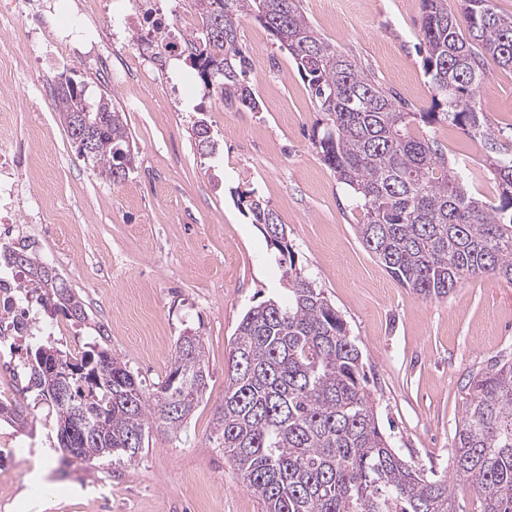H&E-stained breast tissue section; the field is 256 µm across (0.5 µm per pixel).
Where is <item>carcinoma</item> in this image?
<instances>
[{
    "mask_svg": "<svg viewBox=\"0 0 512 512\" xmlns=\"http://www.w3.org/2000/svg\"><path fill=\"white\" fill-rule=\"evenodd\" d=\"M199 32L184 61L224 107L258 108L248 85L249 59L239 41L245 17L259 21L286 50L324 113L322 159L363 214L356 232L365 248L403 286L444 298L460 281L492 276L512 282V135L494 128L476 101L485 62L512 70V14L495 0H423L424 69L432 88L425 124L444 122L480 141L484 170L498 202L467 191L464 172L435 141L409 128V104L389 92L349 54L325 41L301 0H194ZM68 94L90 106L98 147L78 155L117 182V156L130 135L106 94L89 101L85 85L55 87L54 103L73 143ZM253 223L278 221L258 198ZM6 260L23 269L26 287L54 316L88 320L85 304L35 252ZM288 301L268 299L240 321L229 358V382L215 428L247 486L266 512H456L446 475L426 476L392 447L376 421L359 349L324 293L290 267ZM50 287H44V284ZM29 383L54 409L57 444L91 462L137 458L153 426L177 434L203 398L209 370L200 337L178 338L166 378L147 391L107 347L75 358L52 343L27 352ZM471 405L456 431L454 475L472 484L482 512H512V361L469 380ZM19 428L20 403L0 401Z\"/></svg>",
    "mask_w": 512,
    "mask_h": 512,
    "instance_id": "cac0c4a2",
    "label": "carcinoma"
}]
</instances>
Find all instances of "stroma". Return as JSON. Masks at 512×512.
<instances>
[{"label": "stroma", "mask_w": 512, "mask_h": 512, "mask_svg": "<svg viewBox=\"0 0 512 512\" xmlns=\"http://www.w3.org/2000/svg\"><path fill=\"white\" fill-rule=\"evenodd\" d=\"M320 37L354 57L387 89L427 111L432 89L419 32L422 0H303ZM240 42L258 111L227 110L206 97L197 74L175 61L167 74L113 87L107 66L74 61L90 97L108 94L133 137L129 175L112 182L84 161L53 101L52 59L15 72L13 138L28 151L18 177L22 211L41 208V256L85 300L106 344L146 388L164 380L185 333L200 336L209 369L202 401L178 434L154 430L130 462L64 465L49 452L43 493L31 510L32 471L0 488V512H264L261 498L224 458L214 412L224 397L230 353L243 315L286 294L296 267L321 289L355 340L378 423L396 451L425 472H452L456 429L471 404L468 381L512 361V283L476 276L445 298L403 287L358 238L360 211L318 147L325 120L295 63L258 21ZM37 108H30V100ZM477 100L489 122L512 128V70L488 61ZM202 120L217 143L198 150ZM465 165L467 186L495 199L484 151L461 128L413 126ZM260 196L288 232V253L267 243L248 211Z\"/></svg>", "instance_id": "stroma-1"}]
</instances>
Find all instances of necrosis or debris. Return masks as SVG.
Instances as JSON below:
<instances>
[{
	"instance_id": "1",
	"label": "necrosis or debris",
	"mask_w": 512,
	"mask_h": 512,
	"mask_svg": "<svg viewBox=\"0 0 512 512\" xmlns=\"http://www.w3.org/2000/svg\"><path fill=\"white\" fill-rule=\"evenodd\" d=\"M138 16H130L120 5L112 7L114 31L148 30L154 42L138 49V59L148 75H156L168 62L188 54L190 31L198 30L196 14L174 12L172 18L162 16L153 0H140ZM77 10L78 14L91 15L97 10L96 0H0V16L13 21L24 32L23 51L5 57L1 64L6 69L18 70L24 54L42 52L56 62L67 65L71 56L83 52L88 64L95 65L109 59L112 45L92 27H79L67 34H57L45 26L46 14L61 10ZM15 157L0 154V251L4 253L26 249L32 235L26 225L17 221L18 179ZM58 318L47 315L42 306L33 300L24 287L22 270L0 261V376L10 377L14 385L26 379L25 349L38 336H51L63 331Z\"/></svg>"
}]
</instances>
